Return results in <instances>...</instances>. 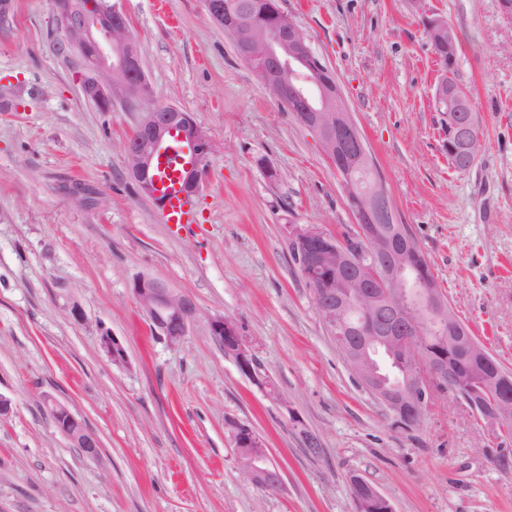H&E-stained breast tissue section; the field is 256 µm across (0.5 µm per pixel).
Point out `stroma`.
Wrapping results in <instances>:
<instances>
[{"mask_svg": "<svg viewBox=\"0 0 512 512\" xmlns=\"http://www.w3.org/2000/svg\"><path fill=\"white\" fill-rule=\"evenodd\" d=\"M154 101L191 112L215 152L196 220L161 223L123 144L138 108L104 112L60 53L52 0L0 19V512H356L350 478L395 512H512V437L436 395L399 427L356 381L289 255L292 225L347 240V197L312 131L266 91L204 0H117ZM337 81L401 223L435 284L512 371V18L499 0H426L458 53L443 73L411 0H281ZM449 75L482 118L468 170L448 161L435 89ZM276 171L269 181L267 171ZM141 276L189 294L203 318L153 336ZM235 318L274 387L244 376L206 319ZM117 338L128 358L101 348ZM100 441L83 458L45 398ZM297 414L323 452L304 451ZM250 428L281 474L242 476L226 429Z\"/></svg>", "mask_w": 512, "mask_h": 512, "instance_id": "obj_1", "label": "stroma"}]
</instances>
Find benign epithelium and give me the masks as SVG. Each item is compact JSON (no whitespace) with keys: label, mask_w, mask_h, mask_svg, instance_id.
<instances>
[{"label":"benign epithelium","mask_w":512,"mask_h":512,"mask_svg":"<svg viewBox=\"0 0 512 512\" xmlns=\"http://www.w3.org/2000/svg\"><path fill=\"white\" fill-rule=\"evenodd\" d=\"M210 19L232 36L238 49L251 59L253 69L271 97L289 106L297 121L318 138L325 157L337 164L341 152L368 155L367 143L346 110L333 82L322 87L321 104L313 108L296 93V86L316 81L317 72L304 64L311 56L309 40L288 12L279 8L269 27L241 22L224 11L223 0H205ZM56 24L62 34L63 49L75 53L81 68L84 96L109 112L115 103L133 105L149 98L151 87L143 71L138 44L127 16L112 0H100L96 10L83 0H60L55 7ZM428 28L438 40L456 46L454 33L438 18L426 17ZM96 44L94 54L85 53ZM187 140L194 150V163L177 170L186 194L200 189L204 168L214 153L210 136L200 128L191 113L168 104H155L142 112L124 153L132 178L140 192L157 207L163 201L156 195L159 157L171 136ZM479 136L462 135L460 128L448 125V156L461 149L474 156ZM363 249L349 246L308 226H293L289 240L294 244L304 277L310 282L314 304L336 339L348 367L360 384L406 427L417 426L426 404L435 393H450L464 401L472 415L492 426L495 433L512 432V378L487 355L486 347L453 318H445L448 301L412 262L420 257L416 244L407 237H396L383 226L394 212L383 184H377L364 197L351 201ZM342 272L345 287L354 291L355 307L365 317L360 328L362 340L350 348L342 338L344 314L336 302V272ZM131 292L146 314L153 333L175 345L200 318L201 311L191 296L168 287L152 277L133 281ZM448 336L439 343L429 341L431 326ZM212 339L237 363L240 371L264 390H273L260 373L251 344L237 320L208 318ZM106 355L118 366L127 365L121 343L102 337ZM45 412L54 427L72 447L87 459L99 457L100 443L83 421L67 406L53 398L45 400ZM293 429L306 452H322L319 435L297 417L290 416ZM239 451L244 478L253 485L275 491L281 477L270 466L266 449L249 428L231 425ZM360 488L356 496L358 512H394L390 501L362 478L354 479Z\"/></svg>","instance_id":"obj_1"}]
</instances>
